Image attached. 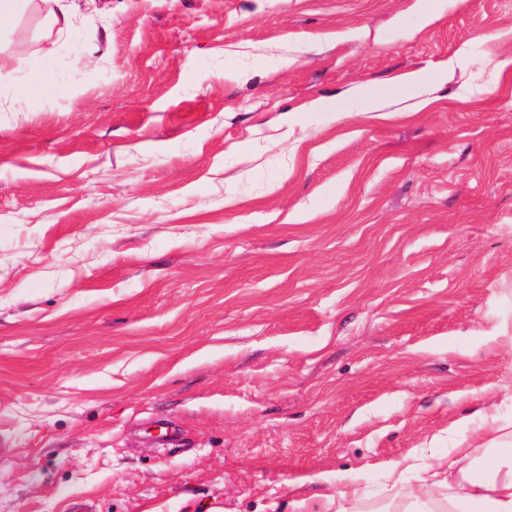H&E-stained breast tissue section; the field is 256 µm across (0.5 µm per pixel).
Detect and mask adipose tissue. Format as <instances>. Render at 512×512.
Returning <instances> with one entry per match:
<instances>
[{
    "label": "adipose tissue",
    "mask_w": 512,
    "mask_h": 512,
    "mask_svg": "<svg viewBox=\"0 0 512 512\" xmlns=\"http://www.w3.org/2000/svg\"><path fill=\"white\" fill-rule=\"evenodd\" d=\"M494 450L495 461L478 466L479 456ZM424 450L389 463L391 501L410 497L404 484L407 472H416L421 487L459 486L466 512H512V428L498 421L487 422L477 438L459 437L448 456L425 464Z\"/></svg>",
    "instance_id": "ef3b65f1"
}]
</instances>
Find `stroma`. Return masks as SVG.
Segmentation results:
<instances>
[{"mask_svg":"<svg viewBox=\"0 0 512 512\" xmlns=\"http://www.w3.org/2000/svg\"><path fill=\"white\" fill-rule=\"evenodd\" d=\"M62 2L0 27V512H381L512 423V0ZM372 495L361 485L351 482L345 485L341 490L336 491V496L326 497L325 510L327 512L336 504L335 512H356V506L371 498Z\"/></svg>","mask_w":512,"mask_h":512,"instance_id":"obj_1","label":"stroma"}]
</instances>
